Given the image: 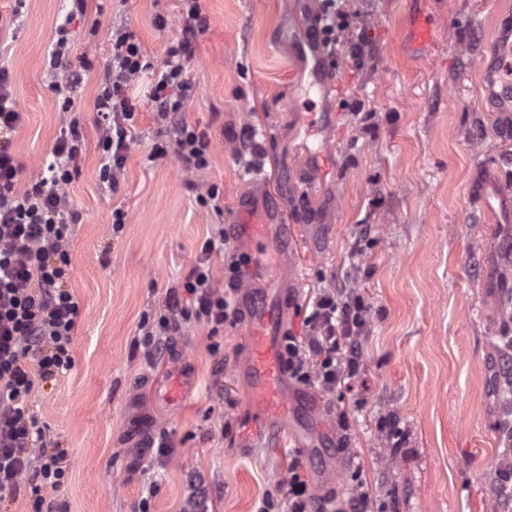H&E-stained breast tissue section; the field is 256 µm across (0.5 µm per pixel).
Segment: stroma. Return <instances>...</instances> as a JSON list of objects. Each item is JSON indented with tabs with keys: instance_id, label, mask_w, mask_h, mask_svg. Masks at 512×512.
<instances>
[{
	"instance_id": "1",
	"label": "stroma",
	"mask_w": 512,
	"mask_h": 512,
	"mask_svg": "<svg viewBox=\"0 0 512 512\" xmlns=\"http://www.w3.org/2000/svg\"><path fill=\"white\" fill-rule=\"evenodd\" d=\"M207 28L195 43L192 98L173 121L205 132L210 166L185 171L150 160L163 124L150 80L128 89L135 129L119 190L100 177L104 122L94 107L112 63V31H132L154 62L175 39L179 0H28L13 16L0 0V67L9 70L25 121L13 139L20 187L40 179L57 138L79 123L76 171L67 187L66 283L79 304L74 366L31 401L71 466L53 495L61 512H287L288 467L305 466L313 506L364 487L380 512H512L501 470L512 435V208L493 181L512 170V127L485 77L498 53L494 23L507 0H337L342 43L327 55L336 87L324 111L334 129L305 139L291 110L304 97V63L274 45L309 33L319 0H200ZM167 15L166 29L154 25ZM434 35L430 56L405 54L411 18ZM69 26L67 63L82 80L62 96L50 56ZM70 111H63L64 98ZM324 153L331 171L306 178ZM218 185L223 216L201 207L199 185ZM272 199L271 223L289 225L280 259L288 331L305 337L303 312L319 292L360 296L368 324L356 378L327 395L296 386L304 405L331 412L316 437L326 454L241 447L247 412V348L239 324L218 335L194 326L149 359L141 325L189 276L202 241L245 223V191ZM127 221L113 229L114 209ZM172 448L150 465L160 436ZM155 496H148L147 486Z\"/></svg>"
}]
</instances>
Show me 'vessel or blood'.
Here are the masks:
<instances>
[{"mask_svg":"<svg viewBox=\"0 0 512 512\" xmlns=\"http://www.w3.org/2000/svg\"><path fill=\"white\" fill-rule=\"evenodd\" d=\"M236 230L249 238L255 266L267 271L272 268L270 249L287 250L292 239L287 225L279 224L271 230L258 218L237 225ZM241 296L247 307L241 332L250 345L244 371L251 392L249 413L242 425V445L248 448L263 442L278 447L300 420L297 397L289 387L282 357L285 289L280 284L266 289L246 286Z\"/></svg>","mask_w":512,"mask_h":512,"instance_id":"1","label":"vessel or blood"}]
</instances>
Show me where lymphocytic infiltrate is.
Instances as JSON below:
<instances>
[{
  "mask_svg": "<svg viewBox=\"0 0 512 512\" xmlns=\"http://www.w3.org/2000/svg\"><path fill=\"white\" fill-rule=\"evenodd\" d=\"M206 24L199 0H184L180 35L162 63H154L134 33L112 34V65L105 72L95 108L112 124L102 135L101 176L118 184L125 168L135 110L126 92L131 82L151 77L150 100L160 116L183 111L192 97L187 77L194 43ZM24 120L12 78L0 68V502L27 495L34 512H57L50 500L67 480L69 461L48 428L34 412L30 399L36 385L57 380L74 365L72 339L79 306L64 284L72 265L68 226L75 218L65 191L75 164L77 125H70L54 148V161L30 189L18 187L21 168L11 148L13 134ZM211 141L195 127L176 125L171 140L153 144L151 157L175 156L184 170L208 167ZM224 256V286L211 274L213 254ZM249 259L228 247L224 233L203 241L183 292H170L155 323L145 333L152 353L168 337L190 326L203 325L218 333L236 322L240 310L234 295ZM367 322V307L357 296L338 298L320 293L304 324L306 340L285 336L283 354L288 376L326 394L354 378L360 369L357 340Z\"/></svg>",
  "mask_w": 512,
  "mask_h": 512,
  "instance_id": "obj_1",
  "label": "lymphocytic infiltrate"
}]
</instances>
